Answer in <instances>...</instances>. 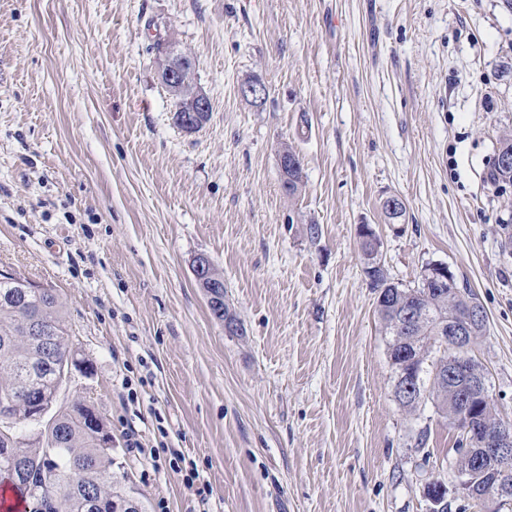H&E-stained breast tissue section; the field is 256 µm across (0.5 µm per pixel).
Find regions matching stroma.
<instances>
[{"instance_id":"1","label":"stroma","mask_w":512,"mask_h":512,"mask_svg":"<svg viewBox=\"0 0 512 512\" xmlns=\"http://www.w3.org/2000/svg\"><path fill=\"white\" fill-rule=\"evenodd\" d=\"M160 35L210 97L196 133ZM506 131L512 0H0V271L56 290L92 365L64 398L104 417L148 512H429L433 481L449 512H512L454 493L456 430L396 400L359 238L392 282L442 263L472 288L512 421V186L484 179ZM201 254L241 333L212 319Z\"/></svg>"}]
</instances>
